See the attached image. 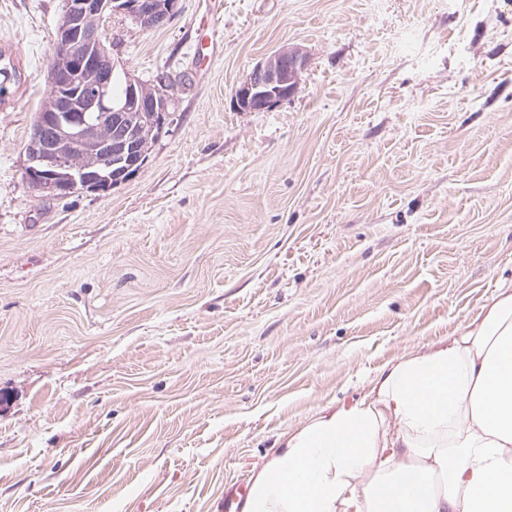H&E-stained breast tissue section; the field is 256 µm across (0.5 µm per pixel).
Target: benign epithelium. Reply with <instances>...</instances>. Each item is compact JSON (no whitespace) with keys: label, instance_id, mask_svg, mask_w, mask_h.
Returning <instances> with one entry per match:
<instances>
[{"label":"benign epithelium","instance_id":"1","mask_svg":"<svg viewBox=\"0 0 512 512\" xmlns=\"http://www.w3.org/2000/svg\"><path fill=\"white\" fill-rule=\"evenodd\" d=\"M177 0H66L53 52L52 92L34 126L24 177L38 194L64 198L104 193L145 166L150 138L170 115L166 76L151 83L125 74V90L112 95L116 69L101 22L122 12L144 29L170 16ZM308 56L283 47L258 62L238 83L239 112H260L293 96Z\"/></svg>","mask_w":512,"mask_h":512}]
</instances>
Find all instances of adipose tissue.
Masks as SVG:
<instances>
[{
    "label": "adipose tissue",
    "mask_w": 512,
    "mask_h": 512,
    "mask_svg": "<svg viewBox=\"0 0 512 512\" xmlns=\"http://www.w3.org/2000/svg\"><path fill=\"white\" fill-rule=\"evenodd\" d=\"M243 512H512V283L288 433Z\"/></svg>",
    "instance_id": "ef3b65f1"
}]
</instances>
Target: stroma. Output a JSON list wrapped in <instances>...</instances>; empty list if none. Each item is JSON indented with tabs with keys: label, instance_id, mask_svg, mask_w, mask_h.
Here are the masks:
<instances>
[{
	"label": "stroma",
	"instance_id": "stroma-1",
	"mask_svg": "<svg viewBox=\"0 0 512 512\" xmlns=\"http://www.w3.org/2000/svg\"><path fill=\"white\" fill-rule=\"evenodd\" d=\"M65 0H0V512H224L279 437L512 279V0H177L103 23L173 84L144 168L40 196ZM297 45L294 96L235 86Z\"/></svg>",
	"mask_w": 512,
	"mask_h": 512
}]
</instances>
